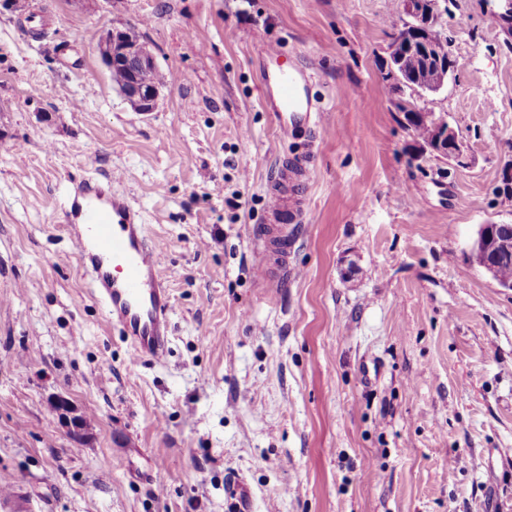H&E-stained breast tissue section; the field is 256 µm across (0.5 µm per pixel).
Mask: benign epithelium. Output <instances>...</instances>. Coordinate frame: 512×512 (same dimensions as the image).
<instances>
[{"instance_id": "benign-epithelium-1", "label": "benign epithelium", "mask_w": 512, "mask_h": 512, "mask_svg": "<svg viewBox=\"0 0 512 512\" xmlns=\"http://www.w3.org/2000/svg\"><path fill=\"white\" fill-rule=\"evenodd\" d=\"M442 2L444 0H404L405 13L409 20L404 22L402 32L397 34L391 45L390 60H395L401 53L408 50L409 42L405 41L408 34L423 44L439 38L434 27L441 12ZM485 2L493 4L506 29L512 30V0H485ZM97 52L106 68L121 65L129 71L130 79L120 90V94L133 111L142 115L153 112L158 104L159 91L141 84L137 77L139 71L155 64L153 54L147 46L141 43L130 29L110 27L99 36ZM435 130L436 134L432 142L423 146V152L415 156L414 160H421L423 154L429 152L458 162L462 161L465 146L458 131L443 117L435 118ZM484 230L485 226L479 227L478 234L471 245V254L474 261L493 277L495 268L484 258L483 253ZM55 409L61 418L69 421L73 438L80 439L83 421L74 415L71 404L60 397L55 401Z\"/></svg>"}]
</instances>
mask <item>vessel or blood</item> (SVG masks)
Wrapping results in <instances>:
<instances>
[{
	"instance_id": "vessel-or-blood-1",
	"label": "vessel or blood",
	"mask_w": 512,
	"mask_h": 512,
	"mask_svg": "<svg viewBox=\"0 0 512 512\" xmlns=\"http://www.w3.org/2000/svg\"><path fill=\"white\" fill-rule=\"evenodd\" d=\"M267 65L260 77L267 89L264 107L282 135L309 134L323 122V110L309 93L313 74L303 66H283L277 47L261 51ZM314 142L276 169L266 185L267 224L256 235L270 247V262L258 273L288 281L290 262L285 218L305 212L299 186L308 179ZM64 222L80 267L90 280L91 296L129 342L135 360L163 361L170 344V294L162 278V256L147 236L140 209L115 190L111 179L89 178L71 186L63 206Z\"/></svg>"
}]
</instances>
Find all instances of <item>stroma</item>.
Returning a JSON list of instances; mask_svg holds the SVG:
<instances>
[{"mask_svg":"<svg viewBox=\"0 0 512 512\" xmlns=\"http://www.w3.org/2000/svg\"><path fill=\"white\" fill-rule=\"evenodd\" d=\"M30 2L0 9V512H235V479L252 512H512V291L470 254L512 224V35L483 0L438 18L447 84L398 94L401 0ZM113 26L173 76L150 114L97 54ZM271 44L326 110L285 284L256 275L300 148L262 106ZM397 95L465 163L422 153ZM112 172L165 257L160 363L131 365L62 232L66 185Z\"/></svg>","mask_w":512,"mask_h":512,"instance_id":"35a3bbf8","label":"stroma"}]
</instances>
